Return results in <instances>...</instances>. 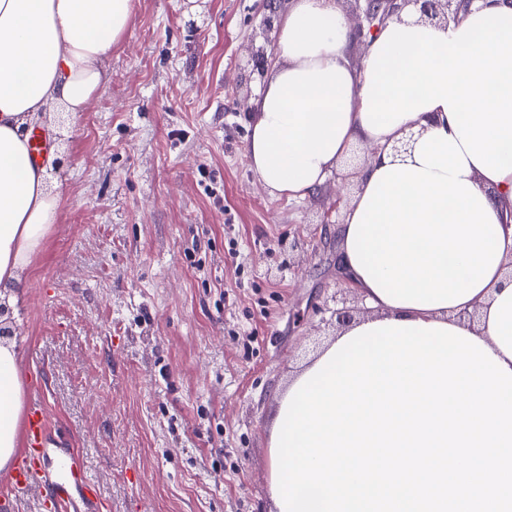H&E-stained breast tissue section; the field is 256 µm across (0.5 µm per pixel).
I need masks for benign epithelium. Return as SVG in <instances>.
Segmentation results:
<instances>
[{"mask_svg":"<svg viewBox=\"0 0 512 512\" xmlns=\"http://www.w3.org/2000/svg\"><path fill=\"white\" fill-rule=\"evenodd\" d=\"M365 8L361 20L352 27L351 33L356 42L366 41L367 35L373 34L379 27L393 18L400 17V12L411 6L422 21L448 25L460 19L474 0H364Z\"/></svg>","mask_w":512,"mask_h":512,"instance_id":"obj_1","label":"benign epithelium"}]
</instances>
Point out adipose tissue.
<instances>
[{"label":"adipose tissue","instance_id":"1","mask_svg":"<svg viewBox=\"0 0 512 512\" xmlns=\"http://www.w3.org/2000/svg\"><path fill=\"white\" fill-rule=\"evenodd\" d=\"M133 0H0V305L15 309L60 196L27 130L83 111L130 25ZM340 0H291L254 102L250 165L275 196L303 197L354 144L376 147L340 227L338 261L381 319L453 324L512 369V0H473L441 27L404 10L358 66ZM409 138L407 151L393 146ZM18 352L0 341V471L20 445Z\"/></svg>","mask_w":512,"mask_h":512}]
</instances>
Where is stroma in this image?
<instances>
[{
	"label": "stroma",
	"instance_id": "1",
	"mask_svg": "<svg viewBox=\"0 0 512 512\" xmlns=\"http://www.w3.org/2000/svg\"><path fill=\"white\" fill-rule=\"evenodd\" d=\"M285 7L135 0L110 81L45 126L60 209L12 340L105 512H271L278 397L338 335L336 309L371 314L333 274L369 148L289 199L246 155Z\"/></svg>",
	"mask_w": 512,
	"mask_h": 512
}]
</instances>
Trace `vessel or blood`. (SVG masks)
Instances as JSON below:
<instances>
[{"label": "vessel or blood", "mask_w": 512, "mask_h": 512, "mask_svg": "<svg viewBox=\"0 0 512 512\" xmlns=\"http://www.w3.org/2000/svg\"><path fill=\"white\" fill-rule=\"evenodd\" d=\"M25 440L26 450L0 487V494L15 503L38 489L44 491L59 512H73L79 504L84 505L87 512H102L103 500L80 452H65L63 461L54 463L53 456L60 451L61 438L52 433L40 401H33L29 407Z\"/></svg>", "instance_id": "1"}]
</instances>
